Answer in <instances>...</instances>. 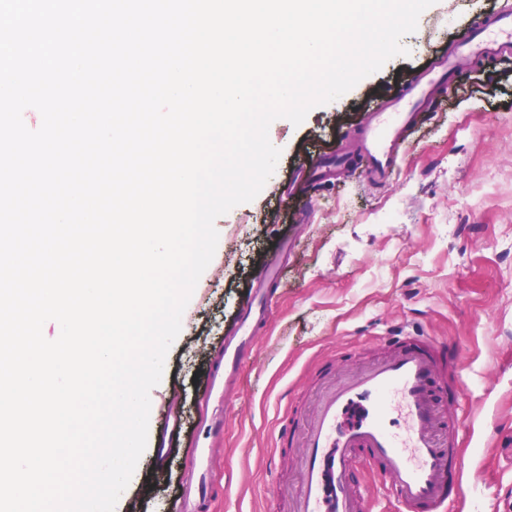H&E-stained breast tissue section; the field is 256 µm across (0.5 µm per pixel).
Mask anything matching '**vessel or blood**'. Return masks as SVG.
I'll return each mask as SVG.
<instances>
[{
	"label": "vessel or blood",
	"mask_w": 512,
	"mask_h": 512,
	"mask_svg": "<svg viewBox=\"0 0 512 512\" xmlns=\"http://www.w3.org/2000/svg\"><path fill=\"white\" fill-rule=\"evenodd\" d=\"M512 47V12L499 11L471 27L452 54L429 61L396 94L380 97L359 130L365 173L385 180L398 168L403 134L425 103L440 100L465 60L488 61ZM283 269L271 262L265 285L253 292L237 324L211 359L201 401L212 409L210 432L223 437L230 397L256 346L258 330L270 316L269 288ZM398 349L327 387L308 417L291 419L280 441L297 439L300 478L292 493L293 512H363L366 485L355 483L352 468L364 464L398 512H454L463 495L454 437L462 423L459 392L442 401L431 396L438 376L448 373L446 347L430 336L400 330ZM149 442L158 462L183 451L192 468L181 476L174 512H203L223 474L215 469L212 448L187 435L174 410H167Z\"/></svg>",
	"instance_id": "b4317fda"
}]
</instances>
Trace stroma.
Returning <instances> with one entry per match:
<instances>
[{"instance_id":"1","label":"stroma","mask_w":512,"mask_h":512,"mask_svg":"<svg viewBox=\"0 0 512 512\" xmlns=\"http://www.w3.org/2000/svg\"><path fill=\"white\" fill-rule=\"evenodd\" d=\"M503 9L512 10V0H437L402 38L406 55L313 108L300 125L271 123L269 140L281 151L275 171L253 201L216 220V252L150 392V427L174 389L184 418L194 420L213 347L279 240L293 238L224 430L219 467L233 485L215 512H290L298 451L276 447L279 422L310 412L327 381L326 360L336 359L340 374L366 366L393 352L386 337L403 328L461 350L448 366L449 383L463 385L466 415L456 435L467 492L458 512H512V109L487 98L512 89V56L455 74L447 104L425 113L389 182L369 183L353 166L303 199L288 193L308 158L353 144L376 97L400 91L435 54ZM187 464L181 456L155 473L142 455L115 512H169Z\"/></svg>"}]
</instances>
